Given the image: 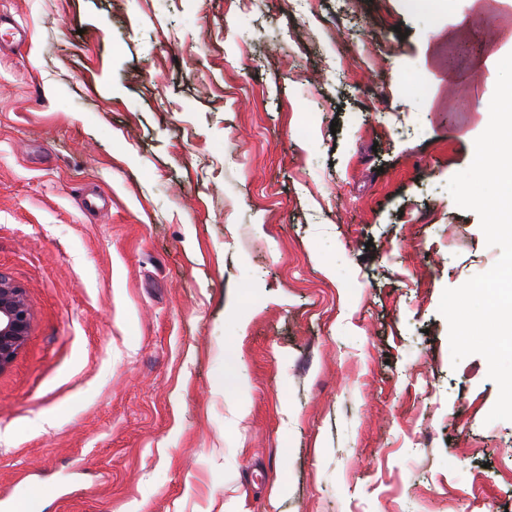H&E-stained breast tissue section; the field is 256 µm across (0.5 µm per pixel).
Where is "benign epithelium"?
<instances>
[{"label":"benign epithelium","mask_w":512,"mask_h":512,"mask_svg":"<svg viewBox=\"0 0 512 512\" xmlns=\"http://www.w3.org/2000/svg\"><path fill=\"white\" fill-rule=\"evenodd\" d=\"M32 308L24 289L0 273V373L8 370L25 345Z\"/></svg>","instance_id":"obj_1"}]
</instances>
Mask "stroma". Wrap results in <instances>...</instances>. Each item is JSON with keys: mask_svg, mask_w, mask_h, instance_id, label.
<instances>
[{"mask_svg": "<svg viewBox=\"0 0 512 512\" xmlns=\"http://www.w3.org/2000/svg\"><path fill=\"white\" fill-rule=\"evenodd\" d=\"M0 512H512V421L442 293L512 39L466 0H0ZM234 365L247 392L225 388ZM44 499H35V492ZM32 308L25 291L0 273V373L8 370L25 345Z\"/></svg>", "mask_w": 512, "mask_h": 512, "instance_id": "1", "label": "stroma"}]
</instances>
